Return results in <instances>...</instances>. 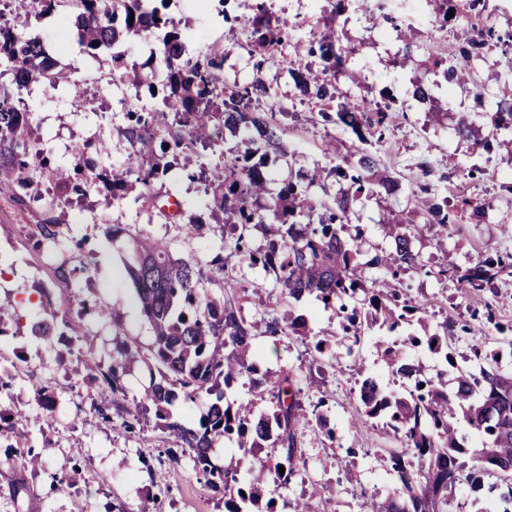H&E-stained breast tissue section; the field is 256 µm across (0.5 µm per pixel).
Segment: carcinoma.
<instances>
[{
  "label": "carcinoma",
  "instance_id": "1",
  "mask_svg": "<svg viewBox=\"0 0 512 512\" xmlns=\"http://www.w3.org/2000/svg\"><path fill=\"white\" fill-rule=\"evenodd\" d=\"M158 1L165 2L71 0L78 44L92 57L103 50L112 51V68L119 72L128 68L125 53L118 50L122 43L153 31L162 34L158 56L165 78L156 93L163 108L147 110L136 103L124 104V135L133 149L125 171L89 174L78 161L71 169L54 174L58 194L50 205H64L71 196H82L100 184L112 198H122L128 186L137 184L151 221L149 208L162 212L169 206V200L155 189L156 183L185 166L191 147L213 151L224 143V129L243 131L239 145L220 152L224 162L201 166L207 208L213 217L224 216L219 225L224 255L212 261L213 270H204L193 258L173 257L147 232L131 235L134 264L129 275L153 328L154 342L144 352L122 341L112 362L114 394L119 392L120 374L130 363L141 360L158 365L159 380L148 388L144 400L163 421L170 440L167 456L176 461L189 454L209 485L226 490L239 484L238 466L216 469L207 456V449L223 437L237 436L240 448L269 441L271 447L280 449L279 462L294 468V425L303 411L301 389L286 373L253 379L251 372L256 367L250 356L254 337L306 336L309 320L306 314L289 308L279 316L247 321L233 295L242 282L225 281L229 295L220 300L209 296L208 287L216 283L215 272L224 270L235 258L241 269H261L273 275L282 302L312 299L326 310L336 309L344 336L357 339L377 324L392 333L435 306V298L414 300L399 288L401 276L421 268L415 241L430 230L446 232L448 225L466 218L482 224L489 219L493 205L471 196L452 203L447 195L423 187L411 209L420 223L405 222L389 211L390 218L379 220V224L390 246H377L368 257L343 236L355 217L354 204L362 197L379 201L391 196L399 184L378 174V157L360 147L333 166L348 188L332 200L316 203L309 198V187L318 181L315 169L300 172L297 180L281 187L272 202L260 204L268 184L265 156L270 150L283 157L289 154L277 133V112L268 103L269 87L259 80L243 86L224 84L222 62L215 56L191 54L186 38L178 30L168 29V18L156 5ZM446 2L441 24L448 23L450 12L454 20L469 22L472 3ZM276 35L277 29L267 24L251 30L249 44L260 56L256 68H262L274 45L281 44ZM506 42L512 43V31L501 34L495 26H486L478 30L477 37L460 43L457 54L438 60L435 68L425 72L447 83L465 81L472 74L458 59L468 61L481 55L489 44ZM0 53L7 61L0 76L5 72L11 75L10 83L0 82V179L12 185L18 199L39 201L43 192L33 172L48 167L49 159L31 139L30 112L22 104L21 92L41 78L56 87L67 75L57 68L39 37L5 20L1 8ZM307 53L319 57L321 68L315 72L303 57H297L290 69L296 89L323 105L319 115L324 123L347 127L360 142L368 141L372 130L382 124L383 113L372 111L363 99L342 98L337 89L333 69L336 59L348 50L335 20H325L320 37L309 43ZM497 108L498 128L512 134L511 90L499 99ZM372 269L383 271L386 279H370ZM505 269H512V253L480 259L458 281L477 295L492 287ZM474 355L482 362L479 374L457 371L451 390L446 380V348L440 353L442 367L436 375L420 371L410 386L401 385L397 390L382 385L358 364L361 415L368 421L379 420L402 444L397 458L385 448L377 449L386 471L399 478L402 494L379 504L371 502L370 512H454L448 493L456 485L465 483L475 490L490 477L496 482L489 488H506L501 494L506 504L502 512H512V376L500 372V353L495 350L477 347ZM381 357L393 382L411 375L395 344L383 346ZM232 381L269 393L270 410L257 413L249 405L234 408L224 403V387ZM202 395L211 397L207 413L197 426L190 427L173 408L179 401L192 402ZM459 415L480 443L465 475L460 473L457 456L468 452L469 437L457 427ZM4 422L17 442L25 439L20 414L6 418L0 413V431ZM271 423L276 427L273 435L269 433Z\"/></svg>",
  "mask_w": 512,
  "mask_h": 512
}]
</instances>
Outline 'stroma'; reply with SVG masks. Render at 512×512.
Segmentation results:
<instances>
[{
	"label": "stroma",
	"mask_w": 512,
	"mask_h": 512,
	"mask_svg": "<svg viewBox=\"0 0 512 512\" xmlns=\"http://www.w3.org/2000/svg\"><path fill=\"white\" fill-rule=\"evenodd\" d=\"M250 2L230 0L224 8L218 0H167L165 14L187 37L190 50L223 56L227 83L259 78L272 88L291 153L270 163V191H277L291 174L317 164L323 172L309 196L316 202L331 199L341 183L328 171L329 161L352 150L357 139L352 132L324 126L319 104L300 96L289 74L295 44L319 36L318 19L329 14V0H294L290 15L302 19L303 26L282 45L277 64L260 68L248 52L250 31L243 23ZM388 13L389 20L377 22L358 0H348L342 18L356 51L340 65L336 85L387 110L383 140L376 149L384 174L401 184L387 206L411 209L413 192L424 185L452 199L474 194L494 205L490 223L463 220L447 232H428L416 245L423 270L402 282L414 299L438 300L424 324L412 325L409 333L434 334L444 317H451L473 329L455 340L457 349L468 354L494 334L496 324L512 322V275L500 273L492 288L470 295L455 280L437 279L432 271L447 254L464 269L478 259L512 252V195L503 189L512 182V144L501 142L494 128L495 103L507 77L489 64L500 54L494 47L485 50L483 59L472 61L473 81L433 88V105L418 103L414 83L424 74L423 60L451 53L467 30L454 21L439 28L425 0H391ZM7 17L38 34L72 74L71 83L54 88L40 80L22 93L32 114V137L50 159L49 168L36 173L44 187H52L54 167L74 164L73 148L84 141L99 147L92 156L97 169L123 166L130 146L121 134V103L147 94L148 84L164 79L162 66H144L157 44L155 37L124 44L136 69L113 90L100 82L112 67L110 53L92 59L80 52L67 7L41 19L14 0ZM400 30L413 38L414 62L402 60L403 42L396 36ZM479 92L488 108L475 118L472 140H460L455 126L460 117L471 114ZM475 167L483 170V178H469ZM426 168L431 171L427 177L422 174ZM141 206L133 190L112 203L104 193L92 191L60 207L45 201L20 204L11 185L0 183V296L9 295L15 306L13 315L0 323V381L6 385L0 396L25 412L33 449L42 458L39 470L22 468L20 448L12 447L10 437L0 438V512H74L79 499L86 501L88 512H138L149 496L155 499L154 512H224L223 493L196 474L188 457L173 462L165 455L167 435L154 414L128 428L120 417L108 422L98 412L99 406L112 403V386L102 373L112 363L113 336L122 334L144 347L154 339L125 270V245L109 237L112 227L149 232L167 242L174 256L192 257L205 267L221 252L219 234L186 236L176 225L148 220ZM49 217L58 221L57 245L35 248L37 226ZM102 308L109 310L108 318L99 317ZM51 313L56 323L50 338L33 335L32 325ZM70 319L83 323L86 339L68 340L64 323ZM338 324L335 310L318 308L310 335L256 340V365L264 372L288 371L306 411L296 427L302 455L287 486H280L258 463L240 469L244 481L261 484L267 496L277 499L281 512H293L295 502L308 498L317 512H359L364 494L381 502L395 490L377 454L392 438L383 429L361 424L353 360L361 358L386 383L390 376L378 356L377 341L399 342L405 357L424 366L431 365L433 357L424 348L404 343V333L377 327L369 331L357 357H348L345 345L336 340ZM320 340L330 343L329 354L317 353ZM89 358L99 363L101 373L85 381L75 371ZM37 383L52 390V411L38 405L33 393ZM321 400L337 427L336 440L328 439L312 415Z\"/></svg>",
	"instance_id": "1"
}]
</instances>
